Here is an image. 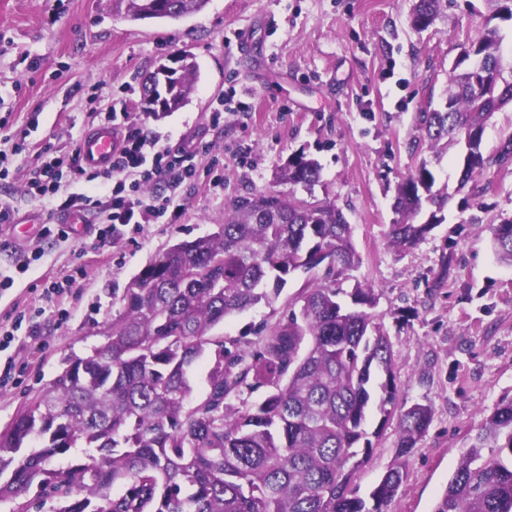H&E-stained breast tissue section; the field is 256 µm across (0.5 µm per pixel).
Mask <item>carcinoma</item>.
<instances>
[{
	"instance_id": "obj_1",
	"label": "carcinoma",
	"mask_w": 512,
	"mask_h": 512,
	"mask_svg": "<svg viewBox=\"0 0 512 512\" xmlns=\"http://www.w3.org/2000/svg\"><path fill=\"white\" fill-rule=\"evenodd\" d=\"M116 2L129 21H164L195 14L208 0ZM440 2L417 0L413 25L428 28ZM503 40L500 26L487 25L463 54L497 63ZM197 78L198 64L183 56L160 107V81L150 72L142 111L162 118L179 110ZM499 85L502 94L481 95L468 70L453 71L446 110L419 113L432 146L473 136L461 189L512 163V135L495 153L482 150L487 121L512 103V78ZM277 178L310 191L321 168L294 153ZM449 198L426 164L412 170L398 185L391 245L416 246L444 222ZM491 231L512 267V219ZM358 261L351 224L329 198L235 196L216 231L173 244L135 275L103 332L106 344L68 358L50 390L0 431V502L30 512L33 491L53 512H388L402 465L366 495L356 484L373 452L369 409L384 424L397 419L400 458L430 426L432 409L398 404L391 342L371 313L374 289L358 284L351 305L339 300V283ZM298 272L305 286L279 318L218 331L232 316L273 305ZM200 358L207 370L195 396L190 371ZM73 448L83 449L81 460L51 466ZM433 512H512V395L473 437Z\"/></svg>"
}]
</instances>
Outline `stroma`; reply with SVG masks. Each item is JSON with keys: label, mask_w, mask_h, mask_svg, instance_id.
Here are the masks:
<instances>
[{"label": "stroma", "mask_w": 512, "mask_h": 512, "mask_svg": "<svg viewBox=\"0 0 512 512\" xmlns=\"http://www.w3.org/2000/svg\"><path fill=\"white\" fill-rule=\"evenodd\" d=\"M415 0H208L180 21L125 20L113 0H0V116L26 132L29 151L0 180L15 220L0 224V267L40 244L43 259L0 293V430L46 392L73 355L105 341L114 294L170 245L216 230L231 197L245 190L295 192L275 177L295 152L317 160L316 197L335 200L353 228L358 265L343 281L374 288V313L391 343L399 403L427 404L433 421L412 453L397 458L395 424L372 414L380 430L358 475L368 491L394 463L405 478L389 512H433L472 437L502 395L512 394V267L495 253L491 225L512 218V166L491 169L484 193L454 197L445 221L414 248L398 252L386 237L401 179L427 164L437 186L456 187L460 145L429 147L419 113L447 105L448 73L488 18L487 0H444L426 30L410 24ZM199 66L189 102L154 127L171 146L206 145L180 209L140 227L126 226L110 246L41 237L42 203L26 194L34 150L71 152L90 130L93 103L126 96L141 113V83L173 54ZM235 93L251 111L212 125L219 97ZM220 187H213L214 178ZM69 279L48 295L52 280ZM24 311L22 329L11 314ZM35 337H28V327Z\"/></svg>", "instance_id": "35a3bbf8"}]
</instances>
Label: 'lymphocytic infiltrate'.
<instances>
[{"label":"lymphocytic infiltrate","mask_w":512,"mask_h":512,"mask_svg":"<svg viewBox=\"0 0 512 512\" xmlns=\"http://www.w3.org/2000/svg\"><path fill=\"white\" fill-rule=\"evenodd\" d=\"M126 110L125 100L116 98L96 117L102 123L118 122V113ZM153 119V114L146 112L118 122L120 147L105 170L87 169L76 151L64 160L41 150L27 175V194L39 199L52 217L93 213L98 224L94 241L99 249L113 243L120 228L165 216L169 209L177 208L182 182L195 174L199 148L192 143L172 148L150 128ZM160 183L166 184L165 192L145 194V187Z\"/></svg>","instance_id":"obj_1"}]
</instances>
